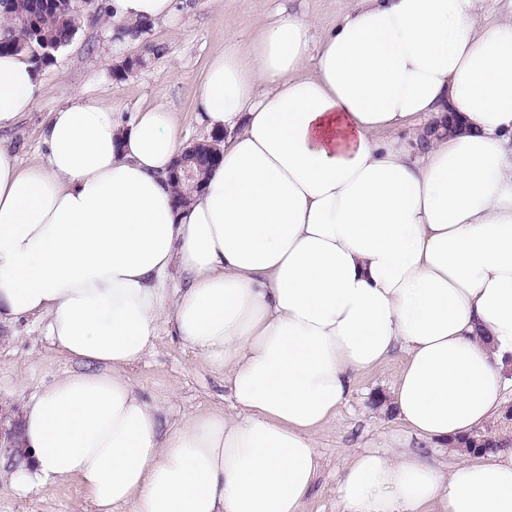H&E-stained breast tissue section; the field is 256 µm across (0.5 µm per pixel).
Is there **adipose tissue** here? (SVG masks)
<instances>
[{"mask_svg": "<svg viewBox=\"0 0 512 512\" xmlns=\"http://www.w3.org/2000/svg\"><path fill=\"white\" fill-rule=\"evenodd\" d=\"M114 28L175 0H110ZM279 11L199 81L223 132L203 194L176 207L177 113L122 121L73 96L39 159L0 145V322L27 318L75 368L23 404L7 486L74 478L98 512H304L314 432L397 352L392 403L427 444L499 414L512 358V19L474 0H353L312 44ZM32 65L0 55V130ZM456 114L466 131L414 127ZM229 376L235 415L167 425L129 372L160 330ZM341 512H512V451L439 465L350 455ZM479 20L491 24L511 16L512 0H483L477 3Z\"/></svg>", "mask_w": 512, "mask_h": 512, "instance_id": "1", "label": "adipose tissue"}]
</instances>
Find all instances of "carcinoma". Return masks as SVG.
<instances>
[{
  "label": "carcinoma",
  "mask_w": 512,
  "mask_h": 512,
  "mask_svg": "<svg viewBox=\"0 0 512 512\" xmlns=\"http://www.w3.org/2000/svg\"><path fill=\"white\" fill-rule=\"evenodd\" d=\"M84 13L81 0H0V53L21 54L39 70L46 49L73 40Z\"/></svg>",
  "instance_id": "cac0c4a2"
}]
</instances>
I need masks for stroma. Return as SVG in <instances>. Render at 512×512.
<instances>
[{"label": "stroma", "instance_id": "1", "mask_svg": "<svg viewBox=\"0 0 512 512\" xmlns=\"http://www.w3.org/2000/svg\"><path fill=\"white\" fill-rule=\"evenodd\" d=\"M351 6V0H178V14L154 24L139 39L118 43L106 0H95L74 39L38 73L35 104L11 130L0 134L24 161L40 150L39 132L50 112L80 94L101 101L124 116L150 105H165L181 116L178 130L187 141L210 138L198 121V83L210 57L224 42H249L255 23L279 9L303 13L321 37ZM163 45L161 55L152 46ZM144 57V66L122 70L124 60ZM403 363L395 354L370 373L357 376L348 402L314 433L323 457L322 472L305 512H340L336 484L348 455L374 448H400L408 439L390 404L391 386ZM72 362L40 335L31 320L0 323V411L15 417L29 393L71 370ZM136 388L157 402L168 423L206 411H231L229 382L213 372L168 332L130 372ZM0 512H96L74 479L47 486L33 497H18L0 480Z\"/></svg>", "mask_w": 512, "mask_h": 512}]
</instances>
